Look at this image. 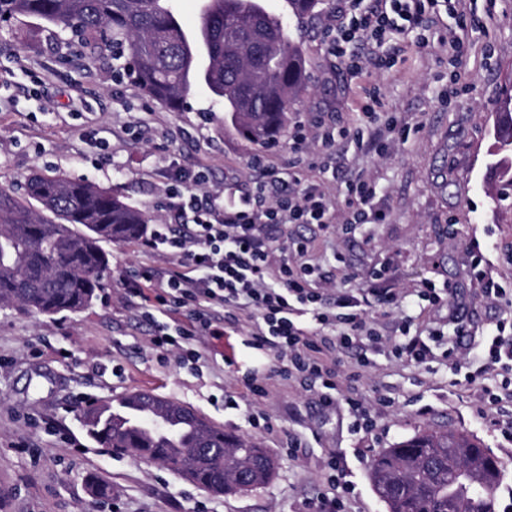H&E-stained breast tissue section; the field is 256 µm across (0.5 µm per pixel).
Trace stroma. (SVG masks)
I'll return each instance as SVG.
<instances>
[{
  "label": "stroma",
  "instance_id": "obj_1",
  "mask_svg": "<svg viewBox=\"0 0 512 512\" xmlns=\"http://www.w3.org/2000/svg\"><path fill=\"white\" fill-rule=\"evenodd\" d=\"M466 54L448 63L439 44L408 47L402 62L352 79L327 52L324 30L332 8L303 23L288 17V0H267L288 17L291 37L306 57L307 89L289 120L332 113L337 127L352 125L363 104L360 85L380 89L387 111L408 126L405 140L379 157L348 150L344 172L364 171L377 184L384 218L341 236L316 225L292 226L318 257L341 255V288L363 287L371 269L386 267L393 287L434 286L446 297L430 318L452 332L449 316L482 334L501 314L482 285L493 279L512 290V198L498 196L489 169L492 126L505 79L512 75V0H470ZM109 58L87 60L64 32L49 34L41 21H0V184L20 185L36 172L80 178L145 209L152 223L173 217L160 208L177 169L206 172V190L248 183L254 156L275 165L288 160V144L266 148L243 139L224 121V106L196 90L185 111L147 98L134 82L112 76ZM450 100H443V93ZM151 137L139 139L141 123ZM309 171L338 200L345 179ZM485 256L473 266L471 255ZM109 266L93 302L81 312L43 315L0 306V512H300L304 501L329 491L327 462L336 456L355 491L346 512H387L367 471L391 444L425 428L468 433L499 459V508L512 505V442L495 435L482 412L485 390L500 391L502 376L483 374L485 355L446 356L432 344L421 363L372 350L340 354L342 366L358 356L370 365L356 385L339 377L337 397L355 391L371 410L372 431L356 433L346 410H322L315 393L289 387L273 369L275 351L258 352L246 335L189 341L197 361L151 342L149 324L121 299L122 278L143 266H162L138 241L107 245ZM270 377L260 398L245 386L251 371ZM150 391L193 407L225 431L268 449L279 466L265 486L212 493L165 467L116 455L93 441L85 405ZM234 396L237 408L225 407ZM391 397L382 407L381 397ZM297 440V453L288 443ZM97 479L112 487L95 499Z\"/></svg>",
  "mask_w": 512,
  "mask_h": 512
}]
</instances>
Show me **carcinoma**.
<instances>
[{
    "mask_svg": "<svg viewBox=\"0 0 512 512\" xmlns=\"http://www.w3.org/2000/svg\"><path fill=\"white\" fill-rule=\"evenodd\" d=\"M194 32L174 0H0V19L33 16L68 31L89 55L125 60L150 99L184 111L197 87L224 102V121L247 141L271 145L291 104L305 90L306 62L284 20L264 0H202ZM325 0H288L296 20ZM492 164L512 188V94L500 101ZM146 212L82 179L36 174L24 193L0 187V306L45 315L78 313L95 298L108 266L105 243L145 234ZM135 413L112 416V404L89 406L84 425L98 444L173 470L216 494L268 483L276 460L266 449L224 432L189 405L150 392L126 395ZM500 461L477 439L423 429L380 452L369 469L388 512H496Z\"/></svg>",
    "mask_w": 512,
    "mask_h": 512,
    "instance_id": "obj_1",
    "label": "carcinoma"
}]
</instances>
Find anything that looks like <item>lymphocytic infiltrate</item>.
Wrapping results in <instances>:
<instances>
[{"label": "lymphocytic infiltrate", "mask_w": 512, "mask_h": 512, "mask_svg": "<svg viewBox=\"0 0 512 512\" xmlns=\"http://www.w3.org/2000/svg\"><path fill=\"white\" fill-rule=\"evenodd\" d=\"M444 10L463 15L462 0H375L368 8L358 0H339L336 23L326 31L327 50L354 78L392 67L396 60L385 55V47L412 33L418 34L419 46H427ZM361 91L366 104L359 125L338 133L321 121H295L287 164L269 167L261 156H254L251 164L261 177L249 187L229 185L223 192L200 196L193 187L206 175L199 171L169 189L164 206L179 220L183 233L154 224L141 242L145 251L176 257V266L165 271L143 267L123 279L125 299L143 318L165 317L155 326L156 347L246 329L253 348L280 354L277 373L282 379L321 384L317 397L327 411L337 406L341 352L368 341L394 358H427L425 339L440 336L439 328H428L426 336L415 335L400 344L383 336L369 311L375 308L387 315L404 305L429 311L442 303L431 286L385 288L379 270L370 273L367 287L339 289L334 271L309 263L304 240L277 243L279 229L287 224H337L352 232L380 222L376 184L369 177L361 174L349 183L340 209L323 183L303 175V164L312 154L320 170H329L341 141L365 142L384 153L405 136L406 125L395 113L383 111L378 87L365 85ZM483 288L486 297L506 306L484 338V369L491 372L501 362H512V342L503 340L504 333L512 331V297L491 281ZM331 290L336 298L329 308L325 295Z\"/></svg>", "instance_id": "lymphocytic-infiltrate-1"}]
</instances>
